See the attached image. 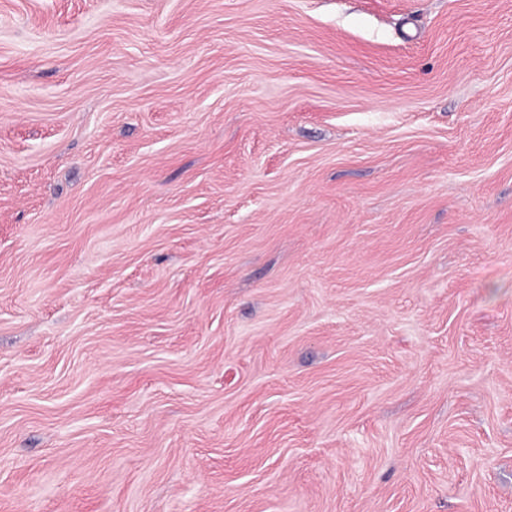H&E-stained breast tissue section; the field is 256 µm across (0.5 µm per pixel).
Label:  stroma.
I'll use <instances>...</instances> for the list:
<instances>
[{
    "instance_id": "obj_1",
    "label": "stroma",
    "mask_w": 512,
    "mask_h": 512,
    "mask_svg": "<svg viewBox=\"0 0 512 512\" xmlns=\"http://www.w3.org/2000/svg\"><path fill=\"white\" fill-rule=\"evenodd\" d=\"M0 512H512V0H0Z\"/></svg>"
}]
</instances>
